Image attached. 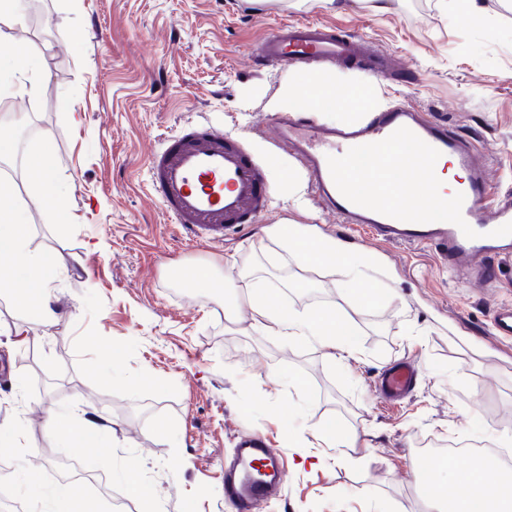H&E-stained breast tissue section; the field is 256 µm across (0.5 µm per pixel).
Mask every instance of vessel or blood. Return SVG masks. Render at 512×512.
Wrapping results in <instances>:
<instances>
[{
  "label": "vessel or blood",
  "instance_id": "obj_1",
  "mask_svg": "<svg viewBox=\"0 0 512 512\" xmlns=\"http://www.w3.org/2000/svg\"><path fill=\"white\" fill-rule=\"evenodd\" d=\"M256 56L268 64L314 63L323 70L347 62L377 75L390 70L388 58L361 50L355 38L317 22L278 28L261 42ZM278 137L291 146L321 204L344 223L363 225L383 242L430 247L450 268L482 283L504 276L505 264L512 262V200L492 203V185L475 161L472 141L447 125L405 106L344 126L296 112L279 121ZM410 150L429 158L451 157L467 171L450 218L415 216L404 177ZM148 174L170 222L199 241H224L269 209L263 166L241 141L206 123H189L166 135L148 159ZM491 256L497 265H487ZM490 325L499 341L512 343V305L495 309ZM415 381L414 364L402 361L383 374L377 391L392 405ZM285 482L279 454L262 435L238 436L235 459L224 468V495L235 512H260Z\"/></svg>",
  "mask_w": 512,
  "mask_h": 512
}]
</instances>
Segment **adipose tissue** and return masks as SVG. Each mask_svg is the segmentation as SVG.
I'll return each instance as SVG.
<instances>
[{
    "label": "adipose tissue",
    "mask_w": 512,
    "mask_h": 512,
    "mask_svg": "<svg viewBox=\"0 0 512 512\" xmlns=\"http://www.w3.org/2000/svg\"><path fill=\"white\" fill-rule=\"evenodd\" d=\"M24 0H0V75H20L25 79L23 90L36 95L44 78V71L33 55L14 51L8 44L9 29L25 23ZM425 169L422 197L430 202L433 211L444 213L452 208V191L467 179L454 162L447 157L423 160ZM270 237L295 255L298 262L324 263L327 276L342 275L350 283L365 285L374 278L376 262L370 257L350 255L343 243L323 233L316 225H292L283 232L281 225L268 229ZM11 273L9 284L14 294L33 310L41 321L50 322L57 316V308L49 285L57 277L51 255L30 251L26 237L23 213L10 183L0 181V268ZM235 301L248 305L255 329L290 340L311 341L332 361H345L357 349L355 332L337 316L335 311L287 310L272 297L270 290L249 289L234 296ZM48 429L57 436L72 440L101 441L111 434L112 422L102 414L91 411L79 416H64L48 412ZM287 447L299 450L301 459H308V447L356 449L358 435L342 431L335 419H326L312 437L287 434ZM489 463L466 471L453 472L450 482L440 483L424 499L429 512H512V490L505 489L502 479H489ZM27 490L43 504L45 512H84L80 489L73 484L61 485L46 491L29 469L19 473Z\"/></svg>",
    "instance_id": "ef3b65f1"
}]
</instances>
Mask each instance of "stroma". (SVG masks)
Wrapping results in <instances>:
<instances>
[{
  "label": "stroma",
  "instance_id": "stroma-1",
  "mask_svg": "<svg viewBox=\"0 0 512 512\" xmlns=\"http://www.w3.org/2000/svg\"><path fill=\"white\" fill-rule=\"evenodd\" d=\"M31 2L37 22L13 35L42 52L46 77L38 97L16 93L0 113L23 130L16 154L0 161V180L16 185L27 209L30 250L56 261L51 291L61 314L41 322L0 285V427L20 434L0 447L9 469L0 497L27 500L13 472L40 465L49 448L105 477L97 512H111L113 496L132 512H233L224 465L240 433L266 435L287 468L285 487L261 512H366L372 499L380 512H423L414 463L425 439L485 442L512 460V446L499 442L512 435V350L492 338L489 322L495 307L512 304V279L476 282L434 250L371 240L324 210L297 161L278 167L287 159L271 144L278 115L265 108L289 74L310 67H260L251 58L278 25L302 22L335 26L393 55V75L336 70L469 137L503 199L512 196V0H479V26L456 0H387L381 15L359 0L328 8L315 0H81L75 12L66 0ZM202 119L246 145L271 189L260 223L221 244L181 235L148 184L161 136ZM45 137L68 200L62 220L27 169ZM288 222L317 225L377 259L378 302L344 301L321 265L298 263L267 235ZM229 255L246 269V283L281 290L288 308L340 310L357 331L355 357L335 364L314 345L255 332L244 305L226 320L223 288L183 276L209 265L224 280ZM19 324L30 339L24 351L7 336ZM115 348L122 356L114 362ZM401 359L415 362L417 384L391 409L375 384ZM293 407L302 411L298 427L332 417L356 431L359 463L323 448L315 466L300 465L282 440ZM92 409L112 421L105 441L75 446L48 433V411ZM132 460L138 495L124 479Z\"/></svg>",
  "mask_w": 512,
  "mask_h": 512
}]
</instances>
